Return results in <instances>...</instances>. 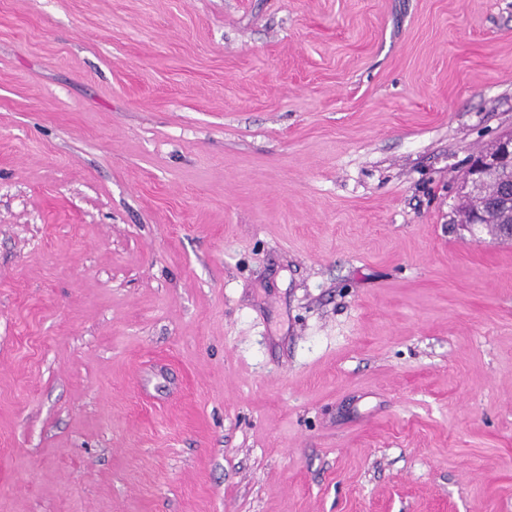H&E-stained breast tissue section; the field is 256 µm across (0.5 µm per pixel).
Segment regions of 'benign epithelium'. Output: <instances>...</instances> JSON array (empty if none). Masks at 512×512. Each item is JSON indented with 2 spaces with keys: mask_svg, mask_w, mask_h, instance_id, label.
<instances>
[{
  "mask_svg": "<svg viewBox=\"0 0 512 512\" xmlns=\"http://www.w3.org/2000/svg\"><path fill=\"white\" fill-rule=\"evenodd\" d=\"M498 183L502 191L491 206L502 224L500 237L512 241V131L501 135L494 145L473 157L461 187V199L477 200L485 196L489 185Z\"/></svg>",
  "mask_w": 512,
  "mask_h": 512,
  "instance_id": "benign-epithelium-1",
  "label": "benign epithelium"
}]
</instances>
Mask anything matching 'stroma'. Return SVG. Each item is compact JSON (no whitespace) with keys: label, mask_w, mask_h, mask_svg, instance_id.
Segmentation results:
<instances>
[{"label":"stroma","mask_w":512,"mask_h":512,"mask_svg":"<svg viewBox=\"0 0 512 512\" xmlns=\"http://www.w3.org/2000/svg\"><path fill=\"white\" fill-rule=\"evenodd\" d=\"M512 0H0V512H512ZM492 183L503 186L500 195L491 202L504 223L496 224L500 237L512 241V131L501 135L489 150L473 157L460 197L476 201L485 196Z\"/></svg>","instance_id":"35a3bbf8"}]
</instances>
